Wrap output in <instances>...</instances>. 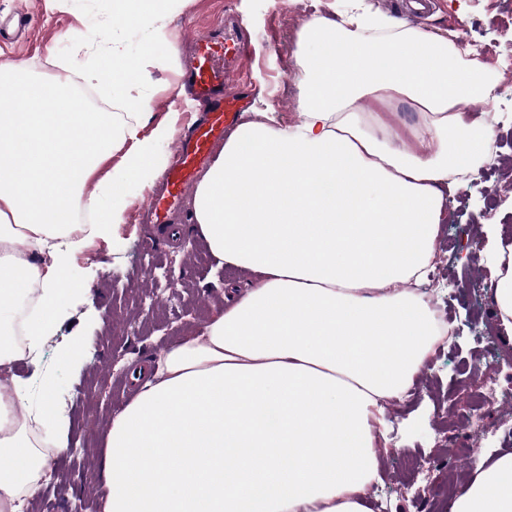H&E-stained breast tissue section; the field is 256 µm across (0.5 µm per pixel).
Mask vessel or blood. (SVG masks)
<instances>
[{"label":"vessel or blood","mask_w":512,"mask_h":512,"mask_svg":"<svg viewBox=\"0 0 512 512\" xmlns=\"http://www.w3.org/2000/svg\"><path fill=\"white\" fill-rule=\"evenodd\" d=\"M247 52V41L240 34L231 38L210 33L195 39L181 82L203 107L205 116L187 137L178 140L164 193L145 200L144 208L154 223L168 224L172 209L182 201L198 168L209 160L215 144L223 141L226 129L241 112L243 98L231 85Z\"/></svg>","instance_id":"b4317fda"}]
</instances>
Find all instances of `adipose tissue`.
Segmentation results:
<instances>
[{
	"label": "adipose tissue",
	"mask_w": 512,
	"mask_h": 512,
	"mask_svg": "<svg viewBox=\"0 0 512 512\" xmlns=\"http://www.w3.org/2000/svg\"><path fill=\"white\" fill-rule=\"evenodd\" d=\"M173 0H111L145 29L81 77L120 91L121 112H84L69 77L0 61V367L37 360L89 290L77 257L111 239L130 184L153 185L173 136L144 87L169 61ZM305 20L292 67L298 118L244 113L198 180L193 219L219 263L254 282L224 311L134 372V400L104 433L102 512H370L389 415L442 338L421 288L452 175L490 155L462 106L495 99L487 63L450 29L427 31L368 0ZM371 96L421 116L412 142L356 111ZM121 153L120 166L112 156ZM92 223L77 221L79 212ZM499 327L512 335V240L485 225ZM26 394L0 378V512H24L47 477ZM448 512H512V454L479 459Z\"/></svg>",
	"instance_id": "adipose-tissue-1"
}]
</instances>
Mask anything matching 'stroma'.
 <instances>
[{"instance_id": "35a3bbf8", "label": "stroma", "mask_w": 512, "mask_h": 512, "mask_svg": "<svg viewBox=\"0 0 512 512\" xmlns=\"http://www.w3.org/2000/svg\"><path fill=\"white\" fill-rule=\"evenodd\" d=\"M432 10L413 18L427 30L452 27L461 32L499 75L497 98L489 105L467 106L470 119L492 133V155L468 172L448 192V220L435 243L437 258L425 286L439 316H451L457 333L439 345L427 368L415 377L414 393L390 417L396 452L383 457V480L369 501L386 500L388 512H418L430 502L434 512H448L446 482L471 477L467 462L448 460V448L436 435L449 421L469 418L476 390L490 378L512 383V341L504 337L494 315L490 262L481 249L482 225H502L512 237V0H432ZM29 13L26 38H0V59L26 62L33 75L61 74L62 64L79 68V41L105 20L109 0H70L49 8L46 0H0V21L17 5ZM312 0H180L165 27L176 49L169 68L152 73L146 90L154 120L176 118V137L185 136L202 110L183 93L178 76L193 39L210 31L224 13L235 14L249 41L248 68L253 77L239 86L249 107L272 105L284 122L297 119L296 87L291 70L296 32L312 17ZM146 189L130 186L125 221L110 241L96 242L77 259L79 274L91 290L64 315L57 337L80 334L86 343L83 366L59 359L47 343L39 363L24 360L9 369L27 389L26 409L36 412L58 402L66 416L67 450L55 456L46 482L47 498L58 512H100L97 460L104 425L130 401L131 371L157 355L187 331L207 322L224 304V294L245 288L246 274L217 267L194 227L178 236L147 224L142 204ZM55 377L52 391L41 384L43 371ZM484 435L471 447L473 459L512 453V404L484 411ZM435 458L439 467L416 472L407 459Z\"/></svg>"}]
</instances>
